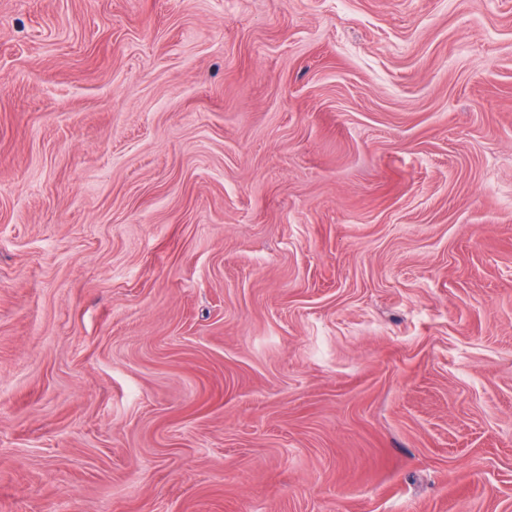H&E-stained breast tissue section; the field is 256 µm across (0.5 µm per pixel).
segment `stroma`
<instances>
[{"instance_id": "1", "label": "stroma", "mask_w": 512, "mask_h": 512, "mask_svg": "<svg viewBox=\"0 0 512 512\" xmlns=\"http://www.w3.org/2000/svg\"><path fill=\"white\" fill-rule=\"evenodd\" d=\"M0 512H512V0H0Z\"/></svg>"}]
</instances>
